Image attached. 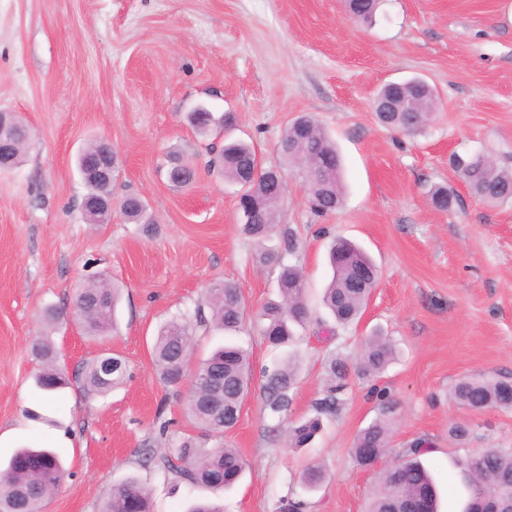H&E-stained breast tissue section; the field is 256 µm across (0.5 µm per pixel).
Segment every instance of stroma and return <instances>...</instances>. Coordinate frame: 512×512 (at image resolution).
Listing matches in <instances>:
<instances>
[{
    "label": "stroma",
    "instance_id": "35a3bbf8",
    "mask_svg": "<svg viewBox=\"0 0 512 512\" xmlns=\"http://www.w3.org/2000/svg\"><path fill=\"white\" fill-rule=\"evenodd\" d=\"M420 78L438 94L421 131L381 125L373 98L386 83ZM205 107L229 118L233 134L266 168L281 166L278 143L299 116L316 119L343 166L344 198L319 217L298 178L287 176L280 222L298 243L286 261L309 284L312 311L297 328L298 380L286 416L271 419L254 378L235 428L201 436L186 410L188 386L157 378L151 359L163 323L193 312L207 288L231 281L247 316L232 337L197 332L194 361L232 341L254 370L277 357L261 336L257 311L277 297L274 265L260 264L241 229L239 186L208 170V144L189 115ZM21 121L30 140L21 163L0 171V469L24 445L54 449L66 478L45 512H99L114 485L137 476L154 512H186L200 500L224 512H279L301 500L305 512H362L376 471L356 465L352 445L378 413V393L397 403L394 448L422 443L441 495V512H462L467 495L456 464L482 448H512V411L471 414L451 399L461 378L512 379V203L490 204L458 179L451 159L492 156L512 169V0H382L372 25L352 19L344 0H0V113ZM105 140L120 157L113 201L142 197L153 235L112 210L86 223L76 158ZM179 150L196 167L191 184L166 176ZM451 189V209L429 202ZM344 237L378 269L359 323L320 333L331 316L321 293L331 278L327 246ZM106 272L122 288L110 335H86L71 314L76 287ZM63 317L45 326L46 308ZM382 329L397 356L374 381L349 376L343 404L303 448L286 428L312 416L332 358L354 365L365 339ZM48 336L69 384L40 390L31 344ZM116 354L123 385L90 395L86 360ZM41 421L29 419V412ZM465 419L464 445L448 437ZM197 437L226 443L247 462L228 490L194 487L144 466L145 449ZM324 484L308 490L305 465Z\"/></svg>",
    "mask_w": 512,
    "mask_h": 512
}]
</instances>
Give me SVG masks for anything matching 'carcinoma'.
I'll list each match as a JSON object with an SVG mask.
<instances>
[{"label": "carcinoma", "instance_id": "carcinoma-1", "mask_svg": "<svg viewBox=\"0 0 512 512\" xmlns=\"http://www.w3.org/2000/svg\"><path fill=\"white\" fill-rule=\"evenodd\" d=\"M348 11L364 22L372 19L378 0H345ZM398 93L416 99L412 112H379L380 122L392 129L416 131L425 126L435 110L436 93L416 97V88L409 82L400 83ZM280 153L290 170L306 188L307 201L317 216H325L341 205L344 186L341 162L335 144L322 127L309 115L300 116L283 135ZM216 154L213 160L224 180L241 187L242 208L250 210L243 229L254 242L262 246L273 237L280 238L283 248L264 250L260 258L278 267L277 288L280 300L264 304L257 314L261 333L273 348L290 345L293 327L302 326L309 318L307 306L308 282L302 271L285 262L293 252L295 234L278 224L279 206L285 191L283 168H268L264 175H252L256 152L249 144L226 138L224 145L210 146ZM458 178L480 199L489 203L512 201V171L498 166L492 159L478 155L455 160ZM119 169L98 181L86 183L87 194L108 201L112 199V183ZM183 173L193 174L189 160L180 155L170 157V183L186 186L180 180ZM129 220L145 225L150 231L151 220L145 218L147 207L139 206L137 196H127ZM332 277L323 292V304L340 325H349L362 315L371 287L362 284L365 273L377 269L366 253L354 243L337 238L329 247ZM119 288L108 278L100 277L75 295V310L86 330L93 336H105L114 327V312ZM206 305L211 321L224 332L240 330L245 313V300L239 287L229 282H215L208 288ZM193 322L188 317L167 321L155 336L152 360L165 384L179 387L191 378L187 409L197 427L208 437L222 438L239 420L241 404L249 394L252 367L247 353L238 345L228 343L214 351L195 369H190L194 327L204 322L201 313ZM34 356L43 367L36 376L37 386L54 392L68 385L64 370L57 363V352L41 338L32 345ZM395 350L389 338L376 332L366 340L355 373L362 378L377 377L394 359ZM102 358L86 365L83 388L103 395L121 385L127 374L125 362L112 357V374L102 373ZM334 382L323 398L314 405V416L288 430V445H307L322 428V419L336 413L345 391L346 364L333 360ZM296 380L295 357L286 354L272 368L264 370L263 403L267 414L281 418L290 405L289 393ZM453 401L471 413L486 410L512 411V382L489 379L482 375L457 382L452 391ZM396 404L385 398L379 404V416L361 430L353 445L358 466L384 458L389 450ZM428 449L419 444L403 448L396 459L381 471L374 493L365 512H408L410 503L422 501L438 512V492L433 477L420 461ZM145 461L190 484L210 488H230L242 477L246 462L239 452L228 446L201 448L194 438L183 439L175 448L157 453L147 452ZM458 467L467 477L469 500L465 512L483 500L495 512H512V448H485L458 460ZM65 470L58 456L46 448H23L11 458L8 467L0 471V512H43L45 502L55 494L64 480ZM304 483L312 490L325 480L320 466L312 464L302 472ZM100 512H152L150 493L140 479L129 476L112 487Z\"/></svg>", "mask_w": 512, "mask_h": 512}]
</instances>
